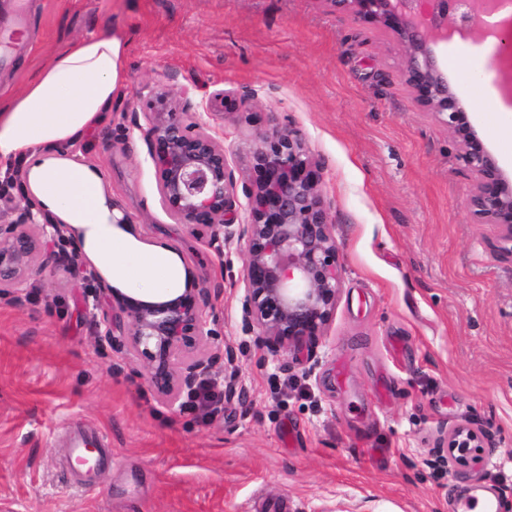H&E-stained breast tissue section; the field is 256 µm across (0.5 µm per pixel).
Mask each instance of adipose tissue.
<instances>
[{"mask_svg": "<svg viewBox=\"0 0 512 512\" xmlns=\"http://www.w3.org/2000/svg\"><path fill=\"white\" fill-rule=\"evenodd\" d=\"M122 69L123 41L109 30L49 57L21 93L0 97V164L23 162L27 191L83 230L84 251L104 276L169 292L178 280L167 257L113 235L101 171L59 153L103 121Z\"/></svg>", "mask_w": 512, "mask_h": 512, "instance_id": "adipose-tissue-1", "label": "adipose tissue"}]
</instances>
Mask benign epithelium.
Listing matches in <instances>:
<instances>
[{
    "instance_id": "benign-epithelium-1",
    "label": "benign epithelium",
    "mask_w": 512,
    "mask_h": 512,
    "mask_svg": "<svg viewBox=\"0 0 512 512\" xmlns=\"http://www.w3.org/2000/svg\"><path fill=\"white\" fill-rule=\"evenodd\" d=\"M336 15L369 22L404 47L402 76L415 102L448 129L459 158L474 176L467 198L481 223L498 224L503 249L512 253V172L485 145L453 91L434 47L454 36L497 39L500 89L512 99V0H330ZM142 101L144 140L161 205L209 245L246 244L242 320L259 342L277 355L314 343L329 323L339 293L332 221L301 133L274 125L251 135L257 177L237 188L223 144L206 122L167 93ZM248 222H238L239 211ZM0 220V295L15 294L35 272L67 263L96 290L112 297L103 340L122 337L123 346L143 362L157 394L171 408L196 389L218 355L207 351L212 330L200 305L202 289L142 299L110 287L79 250L53 253L57 238L80 242L79 231L59 222L35 201ZM482 435L465 424L444 431L435 461L471 468Z\"/></svg>"
}]
</instances>
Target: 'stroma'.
I'll use <instances>...</instances> for the list:
<instances>
[{
	"label": "stroma",
	"mask_w": 512,
	"mask_h": 512,
	"mask_svg": "<svg viewBox=\"0 0 512 512\" xmlns=\"http://www.w3.org/2000/svg\"><path fill=\"white\" fill-rule=\"evenodd\" d=\"M0 0V92L75 39L113 30L122 80L106 120L69 148L132 216L122 237L177 247L219 316L204 407H167L125 347L102 335L111 300L68 267L0 297V512H458L476 493L512 512V256L467 207L454 137L418 106L403 48L329 0ZM471 123L512 170V120L485 108V45L439 44ZM237 182L247 135L299 130L319 174L341 267L311 352L272 355L242 324L244 244L217 252L162 208L134 96L188 97ZM485 440L473 470L433 465L442 430ZM101 434L113 462L70 470L67 439Z\"/></svg>",
	"instance_id": "obj_1"
}]
</instances>
